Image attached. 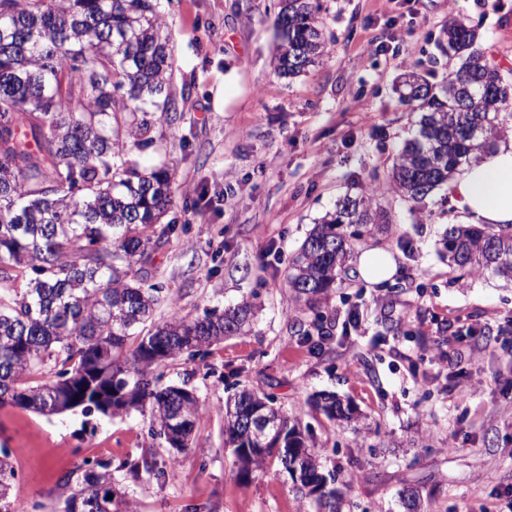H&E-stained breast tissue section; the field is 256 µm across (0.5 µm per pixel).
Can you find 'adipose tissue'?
<instances>
[{"label": "adipose tissue", "mask_w": 512, "mask_h": 512, "mask_svg": "<svg viewBox=\"0 0 512 512\" xmlns=\"http://www.w3.org/2000/svg\"><path fill=\"white\" fill-rule=\"evenodd\" d=\"M455 224H512V140L459 169L446 186Z\"/></svg>", "instance_id": "obj_1"}]
</instances>
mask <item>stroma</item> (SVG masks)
<instances>
[{
	"label": "stroma",
	"mask_w": 512,
	"mask_h": 512,
	"mask_svg": "<svg viewBox=\"0 0 512 512\" xmlns=\"http://www.w3.org/2000/svg\"><path fill=\"white\" fill-rule=\"evenodd\" d=\"M276 2L158 0L180 119L155 121L154 146L133 154L140 167L174 170L170 215L184 227L148 268L163 290L154 320L249 299L259 306L252 330L164 368L201 403L192 444L175 456L136 412L1 407L0 446L17 472L10 495L41 512H62L93 451L116 464L115 486L138 512H312L277 460L238 479L224 401L243 386L302 410L344 492L341 512H407L415 497L427 512H494L512 497V285L453 271L440 193L414 215L387 180L413 132L398 77L414 67L439 80L459 67L437 47L452 18L512 70V0H320L328 54L294 79L274 69ZM372 42L383 52H369ZM348 193L389 211L388 229L358 248L391 251L399 270L379 285L350 271L314 313L293 300L288 261ZM317 316L331 330L320 346L294 326ZM323 393L350 403L355 421L311 410ZM142 456L158 474L120 470Z\"/></svg>",
	"instance_id": "35a3bbf8"
}]
</instances>
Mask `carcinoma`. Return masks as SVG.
<instances>
[{
    "instance_id": "cac0c4a2",
    "label": "carcinoma",
    "mask_w": 512,
    "mask_h": 512,
    "mask_svg": "<svg viewBox=\"0 0 512 512\" xmlns=\"http://www.w3.org/2000/svg\"><path fill=\"white\" fill-rule=\"evenodd\" d=\"M275 25L280 75H299L327 55L319 0H279ZM440 44L461 59L457 69L437 83L413 72L395 87L418 116L390 176L412 212L489 152L512 120V77L489 61L475 30L451 20ZM172 68L156 0H0V407L136 411L181 453L201 405L188 388L163 382L159 368L249 332L257 305L243 300L146 325L162 293L148 283L146 265L177 231L175 221L161 223L174 204L175 173L142 171L131 151L154 144L152 117L172 109ZM385 222L371 199L340 198L289 264L294 299L319 304L347 274L363 230ZM443 244L451 267L512 281L511 224H450ZM50 365L55 378L33 379ZM311 408L333 422L354 420V409L331 394ZM254 412L276 422L259 442L242 425ZM224 435L240 478L275 457L316 512H339L316 439L273 396L234 392L224 404ZM8 458L0 448V512H19L9 498L17 473ZM86 465L65 512H136L115 489L112 462ZM119 468L137 476L156 471V462Z\"/></svg>"
}]
</instances>
